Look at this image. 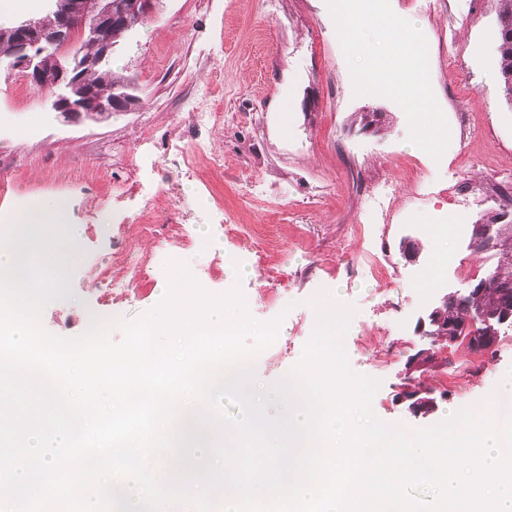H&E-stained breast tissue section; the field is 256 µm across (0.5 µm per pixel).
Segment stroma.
<instances>
[{
  "label": "stroma",
  "instance_id": "obj_1",
  "mask_svg": "<svg viewBox=\"0 0 512 512\" xmlns=\"http://www.w3.org/2000/svg\"><path fill=\"white\" fill-rule=\"evenodd\" d=\"M498 10L499 0H441L429 12L422 0H380L377 12L359 15L358 52L339 32L335 0H159L155 16L112 52L114 69L134 79L139 103L99 122H63L21 76L0 74V209L62 196L69 222L80 227L71 292L47 305L43 327L76 337L92 317L134 319L158 305L168 287L158 243L130 235L115 249L112 198L121 196V213L137 223L144 148L162 149L189 126L191 112H220L223 128L202 138L223 152V175L202 165L189 179L159 173L156 221L220 203L232 223L271 226L254 254H239L222 237L204 257L200 238L215 230L195 224L189 246L174 254L205 291L240 285L253 318L280 319L276 342L254 360L256 380L273 384L300 361L315 322L308 301L325 288L357 309L344 348L353 371L381 382L372 400L379 419L429 428L487 397L512 373L510 326L492 355L463 345L437 350L421 379L448 398L432 414L414 416L398 394L409 358L430 346L419 319L444 294L466 293L491 263L470 249L468 225L502 206L495 189L512 187V105L494 52ZM388 21L408 23L425 52L427 111L362 77L390 50L380 39ZM372 110L388 122L361 132L355 118ZM431 133L446 134L447 148H425ZM105 170L111 183L101 178ZM244 175L256 186L248 198L240 195ZM385 180L395 199L376 220ZM452 184L466 192L467 208L449 204ZM406 240L422 247L412 264L399 251ZM128 254L142 257L150 275L131 300L108 303L101 263L111 260L118 272ZM378 256L386 260L381 275L371 266ZM430 264L442 277L419 289L417 275Z\"/></svg>",
  "mask_w": 512,
  "mask_h": 512
}]
</instances>
